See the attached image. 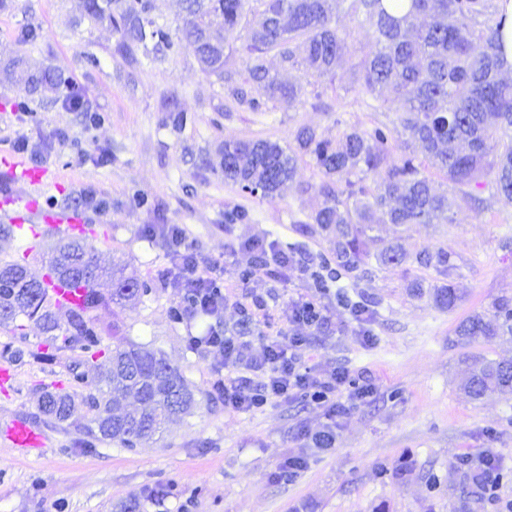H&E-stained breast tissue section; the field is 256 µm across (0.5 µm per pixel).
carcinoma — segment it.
Instances as JSON below:
<instances>
[{
	"label": "carcinoma",
	"mask_w": 512,
	"mask_h": 512,
	"mask_svg": "<svg viewBox=\"0 0 512 512\" xmlns=\"http://www.w3.org/2000/svg\"><path fill=\"white\" fill-rule=\"evenodd\" d=\"M186 17L177 33L151 16V0H90L88 12L95 21L107 19L119 32V50L143 47L154 56L189 50L202 71L219 79L228 63L225 49L241 53L250 88L229 86L231 96L254 112L277 101L289 105L302 87L286 85L266 65L275 51L283 62L303 71L305 77L326 79L348 58L359 73L360 86L375 112H393L392 124L380 122L370 129L350 128L336 138L309 127L295 135L296 146L283 149L268 140L224 139L219 167L224 180L243 190H260L267 197L281 194L293 181L299 159L309 157L322 175L316 191L320 207L312 223L332 236L336 271L358 278L366 273L360 238L371 225L451 224L453 201L439 191L424 173L431 167L458 189V198L483 210L488 200L472 188L494 189V195L512 201V81L501 78L506 69L503 29L508 16L494 0H410L401 13L384 0H185ZM366 29L367 50L356 57L336 26L340 16ZM19 82L30 93L57 92L72 98L79 90L58 75L21 70ZM417 144L401 159L391 156V142ZM84 257L92 266L90 277L73 281L70 260ZM408 259L395 244L384 246L377 260L398 264ZM420 267L448 275L451 254L444 249L413 257ZM48 279L31 276L19 261L4 263L0 275V326L18 316L35 320L45 334V344L77 346L84 353L102 352L101 330L90 312L105 303L96 289L103 274L92 249L80 240L58 244L48 264ZM65 282L85 288L81 306L67 311L60 323L48 302L47 282ZM152 293L148 280L112 276L110 300L133 302ZM435 301L453 308L459 300L455 288L434 287ZM456 344L468 346L483 339L512 338V297L503 296L491 314H473L455 329ZM462 389L473 399L492 393H512V362L484 356L468 364ZM85 405L94 427L95 441H112L122 448L137 445L160 432L168 420L189 413L194 391L178 368L162 353L126 343L112 349L98 373L95 391ZM44 414L59 423L74 410L67 392L45 394ZM483 482L477 472H466L461 487L465 498L481 497Z\"/></svg>",
	"instance_id": "carcinoma-1"
}]
</instances>
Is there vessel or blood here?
Here are the masks:
<instances>
[{
	"label": "vessel or blood",
	"instance_id": "b4317fda",
	"mask_svg": "<svg viewBox=\"0 0 512 512\" xmlns=\"http://www.w3.org/2000/svg\"><path fill=\"white\" fill-rule=\"evenodd\" d=\"M0 162L6 167L9 182L16 186L15 192L8 195L11 206L0 211V218L19 228L40 224L63 236H71L80 222L78 216L64 209L43 210L34 202L35 197L52 182V174L29 167L7 153L0 155ZM84 293V288H73L59 282L49 290L52 301L62 309L79 306ZM0 441L25 456L43 451L46 446L44 433L32 422L18 418L0 422Z\"/></svg>",
	"mask_w": 512,
	"mask_h": 512
}]
</instances>
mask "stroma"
I'll return each instance as SVG.
<instances>
[{"label":"stroma","mask_w":512,"mask_h":512,"mask_svg":"<svg viewBox=\"0 0 512 512\" xmlns=\"http://www.w3.org/2000/svg\"><path fill=\"white\" fill-rule=\"evenodd\" d=\"M27 23L39 30L31 44L18 37ZM118 41L109 21L89 18L86 0H0V146L11 148L26 137L41 168L60 176V187L45 190L48 203L84 216L86 242L98 263L122 266L127 275L156 284L151 299L94 310L104 353L91 360L72 347L47 350L42 330L25 316L0 327V350L11 345L31 352L20 363L0 353V369L12 376L10 388L0 389V420L26 418L48 439L39 457H21L0 444V512H121L135 499L144 512H180L186 502L190 512H498L487 498L460 499V460L491 448L504 470L512 471V394L475 400L460 384L466 355L512 361V341L461 347L453 340L460 321L512 296V202L497 200L481 213L459 204L450 224L374 225L363 239L368 274L330 283L322 301L334 325L312 333L291 319L293 301L311 292L307 277L283 282L261 274L245 284L239 274L254 260L246 249L252 241L315 268L334 263L332 238L308 223L320 203L315 186L321 176L313 161L299 162L283 195L264 197L241 191L202 160L215 157L228 135L285 147L303 126L333 137L344 127L394 121L395 113L366 106L349 66L310 86L301 71L285 67L273 53L270 69L304 90L292 105L271 101L265 111L253 112L204 74L192 53L158 62L140 50L119 53ZM16 56L31 68L70 77L103 122L85 124L82 113L67 107L65 93L51 101L26 94L9 66ZM91 56L99 66L88 65ZM21 100L28 114L17 110ZM174 103L194 115V124L172 128L168 109ZM61 131L67 141L58 139ZM136 194L147 198V206L132 204ZM100 198L109 201L108 209L95 208ZM232 208L246 211L247 221L225 223L224 213ZM160 224L185 225L192 248L221 261L230 293L263 296L265 316L249 318L228 307L211 319L214 330L250 336L258 353L273 337L307 336L317 372L345 369L371 379L374 396L339 418L333 450L317 452L300 437L301 430L326 424L317 405L291 399L254 413L225 408L212 388L223 356L188 349V337L202 330L200 320L171 318L180 291L159 283L168 265L165 246L147 235ZM392 240L409 255L448 248L454 267L443 277L409 261L380 264L376 256ZM58 242L47 234L31 239L0 231V259L25 256L29 271L40 277ZM445 280L459 295L451 309L433 295ZM340 292L368 305L367 322L358 323L338 305ZM366 333L372 344L363 342ZM121 342L160 351L187 378L196 404L137 448L109 442L79 447L90 415L81 401L85 389L71 387L72 374L94 377L107 361L106 350ZM70 389L80 401L67 422L40 411L45 392ZM290 456L307 457V470L292 482L277 481L278 464Z\"/></svg>","instance_id":"1"}]
</instances>
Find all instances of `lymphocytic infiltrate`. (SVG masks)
<instances>
[{
  "mask_svg": "<svg viewBox=\"0 0 512 512\" xmlns=\"http://www.w3.org/2000/svg\"><path fill=\"white\" fill-rule=\"evenodd\" d=\"M169 265L161 272L165 284L181 289L189 316L217 317L226 306L244 308L252 304L263 310L261 298L244 302L243 298L226 293L224 280L217 273L218 263L202 258L189 245L185 227L165 224L160 229ZM207 347L224 355V377L213 387L224 401L225 408L250 412L268 404L297 396L324 407L330 416L347 414L358 403L371 397L374 388L365 380L353 378L340 369L327 376H316L303 361L311 348L307 338L274 339L262 354H254L249 341L239 336L212 333Z\"/></svg>",
  "mask_w": 512,
  "mask_h": 512,
  "instance_id": "obj_1",
  "label": "lymphocytic infiltrate"
}]
</instances>
